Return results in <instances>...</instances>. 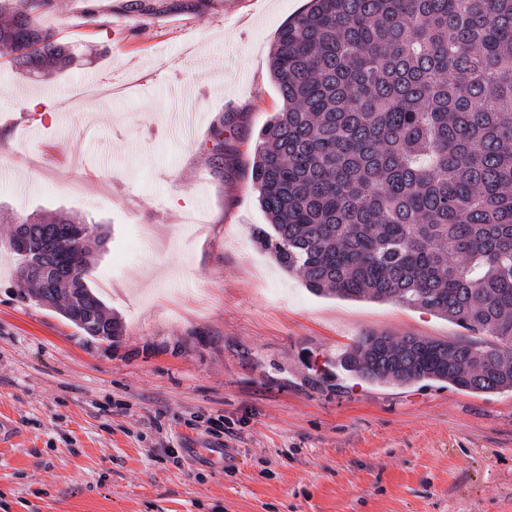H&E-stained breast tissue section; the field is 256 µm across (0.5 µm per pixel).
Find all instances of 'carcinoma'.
<instances>
[{
    "mask_svg": "<svg viewBox=\"0 0 512 512\" xmlns=\"http://www.w3.org/2000/svg\"><path fill=\"white\" fill-rule=\"evenodd\" d=\"M72 0H0V59L34 77L67 71L78 49L35 22ZM220 0H82L100 30L205 13ZM270 73L283 106L261 129L252 182L267 223L254 242L315 295L395 300L493 336L495 348L417 336L358 337L341 366L368 381L512 390V0H308L276 34ZM220 122L211 163L224 172ZM26 218L39 249L19 297L61 304L87 336L121 322L87 285L90 228Z\"/></svg>",
    "mask_w": 512,
    "mask_h": 512,
    "instance_id": "1",
    "label": "carcinoma"
}]
</instances>
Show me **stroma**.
Returning a JSON list of instances; mask_svg holds the SVG:
<instances>
[{"label": "stroma", "mask_w": 512, "mask_h": 512, "mask_svg": "<svg viewBox=\"0 0 512 512\" xmlns=\"http://www.w3.org/2000/svg\"><path fill=\"white\" fill-rule=\"evenodd\" d=\"M304 3L223 0L103 32L75 0L38 18L78 47L72 69L35 82L0 61V218L95 223L86 281L123 326L93 339L21 300L0 237V512H512V391L366 381L339 362L366 333L494 337L313 295L253 240L249 163L282 106L271 46ZM183 107L189 136L170 119Z\"/></svg>", "instance_id": "35a3bbf8"}]
</instances>
